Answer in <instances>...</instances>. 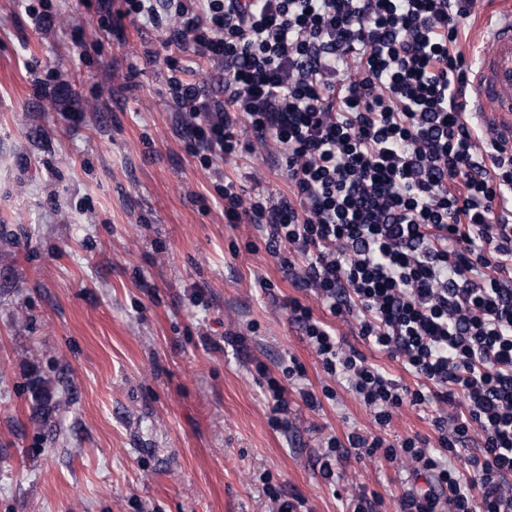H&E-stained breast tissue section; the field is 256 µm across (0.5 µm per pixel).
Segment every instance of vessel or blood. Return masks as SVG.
<instances>
[{"label":"vessel or blood","instance_id":"1","mask_svg":"<svg viewBox=\"0 0 512 512\" xmlns=\"http://www.w3.org/2000/svg\"><path fill=\"white\" fill-rule=\"evenodd\" d=\"M474 104L479 114L512 128V11L489 24L474 76Z\"/></svg>","mask_w":512,"mask_h":512}]
</instances>
